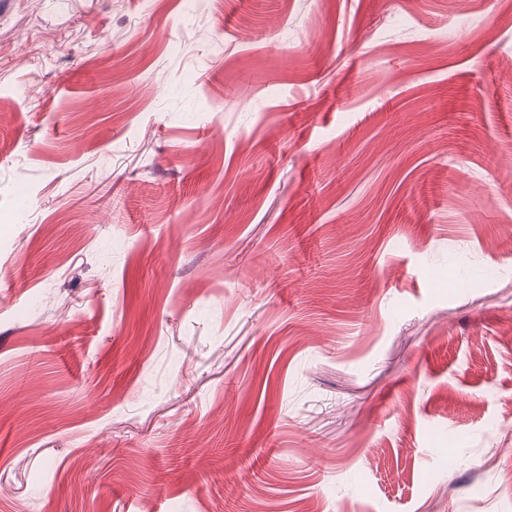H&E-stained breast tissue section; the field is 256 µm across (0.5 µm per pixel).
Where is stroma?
Masks as SVG:
<instances>
[{"label":"stroma","mask_w":512,"mask_h":512,"mask_svg":"<svg viewBox=\"0 0 512 512\" xmlns=\"http://www.w3.org/2000/svg\"><path fill=\"white\" fill-rule=\"evenodd\" d=\"M511 60L504 0H6L0 512H512Z\"/></svg>","instance_id":"obj_1"}]
</instances>
